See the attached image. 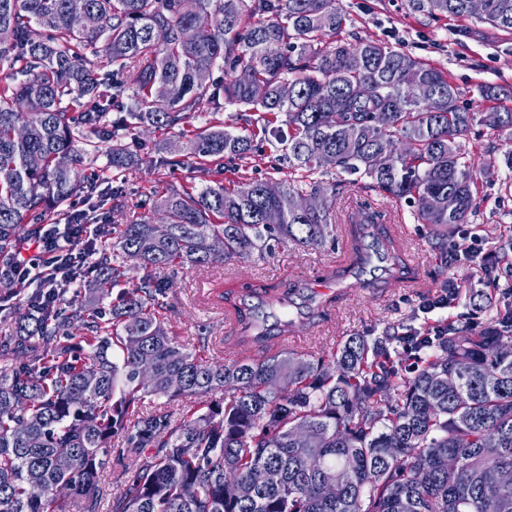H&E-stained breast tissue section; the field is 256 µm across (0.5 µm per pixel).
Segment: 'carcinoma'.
Returning a JSON list of instances; mask_svg holds the SVG:
<instances>
[{
  "mask_svg": "<svg viewBox=\"0 0 512 512\" xmlns=\"http://www.w3.org/2000/svg\"><path fill=\"white\" fill-rule=\"evenodd\" d=\"M0 0V271L25 226L80 186L75 169L93 135L112 165L135 162L124 138L138 125L170 130L212 106L249 112L232 130H185L202 172L274 139L290 178H241L172 189L141 204L112 249L95 250L84 298L21 316L0 343V512H66L58 485L98 512L97 478L111 442L127 461L109 512H512V281L480 331L450 322L414 335L350 336L319 358L273 352L290 325L291 292L233 305L263 356L206 361L170 336L159 308L168 269L210 262L213 242L248 257L270 242L322 244L336 197L362 179L404 199L419 224L448 238L476 213L480 173L457 144L476 113L448 74L382 41L351 44L337 0ZM414 14L473 17L468 0H407ZM478 18L512 33V0H485ZM102 49H97V45ZM247 68L254 80H238ZM135 71L132 95L120 79ZM224 74L218 82L214 71ZM292 86L283 97L280 87ZM480 122L512 141V88L479 87ZM117 113L107 120L109 111ZM336 170L328 186L314 180ZM321 194L322 211L295 201ZM460 208L448 212V195ZM351 219L360 273L412 272L395 240ZM140 285L128 289L127 260ZM109 301V312L101 304ZM38 337L28 356L23 337ZM118 347L121 360L112 355ZM175 424L145 412L147 396L192 402ZM456 466L448 467V456ZM275 474L253 484V472Z\"/></svg>",
  "mask_w": 512,
  "mask_h": 512,
  "instance_id": "obj_1",
  "label": "carcinoma"
}]
</instances>
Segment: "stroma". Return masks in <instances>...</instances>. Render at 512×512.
<instances>
[{"mask_svg":"<svg viewBox=\"0 0 512 512\" xmlns=\"http://www.w3.org/2000/svg\"><path fill=\"white\" fill-rule=\"evenodd\" d=\"M347 16L344 39L379 40L403 49L447 72L457 88L461 106L476 107L481 83L492 82L512 87V35L492 28L476 18L459 22L445 17L432 18L409 13L406 0H338ZM179 130L160 132L139 127L126 138L129 149L139 158L138 165L116 168L107 150H100L79 168L80 176L98 175L100 186L119 188L117 197H87L78 191L72 197L77 210L95 222L99 214H107L109 224H127L141 213L144 200L170 189L204 185L205 179L195 169L193 159L179 151ZM457 143L468 154L476 168L485 173L477 200V210L470 223L461 225L445 244H438L430 226L414 221L406 202L381 195L378 191L353 189L336 199V224L333 234L315 248L297 249L272 245L271 249L254 252L246 258L218 259L194 270H177L169 274L165 322L179 344L198 350L207 344L210 355L230 362L258 357L256 347L234 344L236 324L233 304L244 303V288H268L280 293L291 288L324 281L328 270L348 265L352 258L349 218L362 206H370L384 216L386 234L403 246L416 282L401 288L378 290L353 286L337 297L319 327L295 323L291 329L293 343H272V350L297 355L329 353L349 336H380L385 332L405 333L446 319H470L474 314L468 300H453L445 307L427 311L428 303L444 293L448 283L462 288L484 289L492 279H504L502 255L494 242L512 234V193L504 192L506 171L501 164L504 149L497 135L481 123ZM172 147L177 166L155 168L153 162ZM272 176L288 179V164L278 149L263 144L250 154L224 161V176ZM481 247L470 251L472 240ZM460 253L461 258L444 265L442 251ZM231 292L233 303L213 298L216 285Z\"/></svg>","mask_w":512,"mask_h":512,"instance_id":"stroma-1","label":"stroma"}]
</instances>
